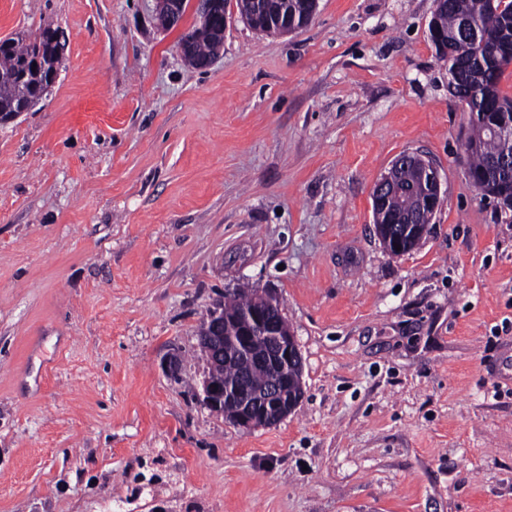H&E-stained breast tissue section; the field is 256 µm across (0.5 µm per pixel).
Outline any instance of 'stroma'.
<instances>
[{"label": "stroma", "instance_id": "35a3bbf8", "mask_svg": "<svg viewBox=\"0 0 512 512\" xmlns=\"http://www.w3.org/2000/svg\"><path fill=\"white\" fill-rule=\"evenodd\" d=\"M154 7L0 0V39L65 43L0 120V512H512V212L466 176L434 0H319L288 35L233 11L204 70L194 9ZM404 152L442 203L397 257L371 195ZM237 288L303 359L271 427L197 397ZM182 0H156L155 19L160 28H169L183 10ZM195 25L191 27L189 31L184 33L178 45L182 42H187L190 47V54L188 58V62H186L189 66L197 68V64L199 62H203L208 60L211 57L217 56V49L222 44L223 38L220 42H216L212 37L208 36H198L194 35ZM48 30H49V37H50V50H51V55L53 57L54 64H53V73H52L51 79H50L48 85L46 86L42 96L47 94V92L51 89V87L56 82V79L58 77L59 70H60V65L63 61V55H64V50H65V44L62 42V39H63L62 34L57 29H54V28L48 27ZM420 165L423 168V186L429 191L428 202L436 210L441 204V179L437 166L429 163L425 156L420 157Z\"/></svg>", "mask_w": 512, "mask_h": 512}]
</instances>
